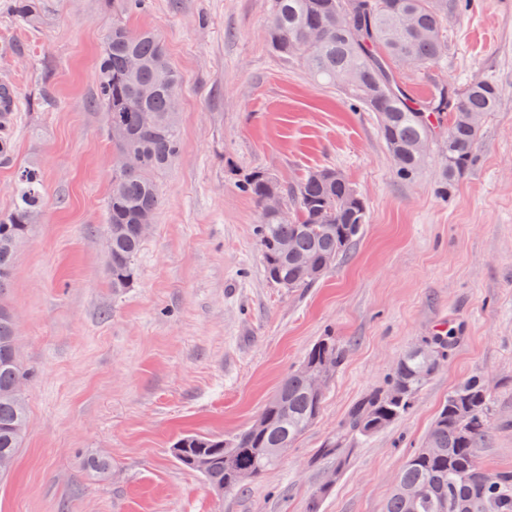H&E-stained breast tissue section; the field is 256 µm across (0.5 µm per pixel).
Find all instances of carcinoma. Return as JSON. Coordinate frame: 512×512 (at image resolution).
I'll use <instances>...</instances> for the list:
<instances>
[{
  "instance_id": "cac0c4a2",
  "label": "carcinoma",
  "mask_w": 512,
  "mask_h": 512,
  "mask_svg": "<svg viewBox=\"0 0 512 512\" xmlns=\"http://www.w3.org/2000/svg\"><path fill=\"white\" fill-rule=\"evenodd\" d=\"M461 0H269L265 30L273 52L280 58L300 59L320 84L339 88L350 101L377 114L382 140L395 172L411 179L426 159L421 144L441 142L446 174L467 168L474 157L480 127L497 109L499 88L492 79L459 89L453 83L437 85L424 99L411 95L399 82L395 67L411 61L417 68L431 66L448 53L444 22ZM42 0H9L7 10L29 26L41 19ZM415 17L413 31L403 25ZM317 35L313 43L307 36ZM137 57L141 66L128 67ZM182 78L156 33L114 24L106 35L97 67L96 103L107 131L121 128L122 139H112L115 158L106 203L107 252L112 288L129 287L136 276L143 239L139 225L152 224L161 203L159 177L177 158L180 148L178 107L174 94ZM149 114L152 123L141 117ZM134 153L135 169L125 170L118 159ZM261 211L254 227L266 278L280 288L316 286L368 223V207L344 174L333 167L309 170L287 188L264 171L251 173L240 185ZM289 198L292 218L284 222L265 210L270 193ZM45 181L41 166L30 163L15 176L11 207L0 214V476L14 466L25 435L27 410L20 383L31 377L16 354V328L6 295L11 286L17 251L31 234L44 205ZM292 244L293 252L281 249ZM455 343L451 329L427 336L423 349L408 350L396 362L384 388L363 398L351 411L343 430L327 447L340 446L352 432L371 435L401 418L412 407L433 363L427 351L444 361ZM343 350L334 336H324L305 353L303 362L335 374ZM325 393L314 392L303 372L296 369L279 383L262 408L269 416L264 430L250 426L229 437L185 434L172 448L182 466L200 472L210 489L233 483L235 472L246 469L251 480L262 478L282 458L257 452L259 448H290L319 417ZM491 389L484 374L475 373L448 395L424 443L399 472L385 512H512V470H490L475 448L489 430ZM425 448H438L427 456ZM92 474H105L110 460L90 454L84 461ZM420 490L415 507L408 508L401 487Z\"/></svg>"
}]
</instances>
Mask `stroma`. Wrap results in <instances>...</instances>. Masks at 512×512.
I'll list each match as a JSON object with an SVG mask.
<instances>
[{"instance_id":"obj_1","label":"stroma","mask_w":512,"mask_h":512,"mask_svg":"<svg viewBox=\"0 0 512 512\" xmlns=\"http://www.w3.org/2000/svg\"><path fill=\"white\" fill-rule=\"evenodd\" d=\"M42 20L0 7V85L15 90L0 161V213L19 167L39 163L45 204L18 253L9 302L26 383V434L0 478V512H384L393 480L449 393L470 375L491 386L484 466L512 470V0H469L448 16V54L401 67L423 97L441 82L490 78L497 111L475 157L447 177L439 145L402 180L375 113L314 83L265 33L268 0H43ZM155 29L182 77L181 152L130 287L107 271L113 151L95 104L97 60L114 22ZM341 171L365 199L361 238L314 288L269 282L260 220L239 185L264 170L294 186ZM459 340L408 413L327 451L351 408L385 385L410 347L443 328ZM331 334L344 359L318 419L286 460L224 496L182 468L186 432L235 433L257 416L306 350ZM112 460L108 475L86 456Z\"/></svg>"}]
</instances>
